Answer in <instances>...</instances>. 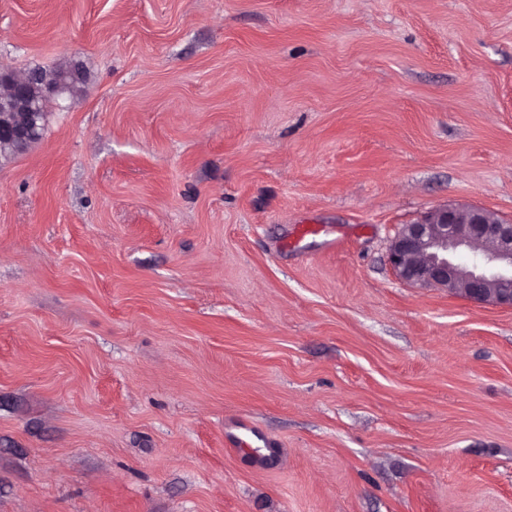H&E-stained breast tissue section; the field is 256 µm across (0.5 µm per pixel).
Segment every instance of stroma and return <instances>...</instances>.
I'll use <instances>...</instances> for the list:
<instances>
[{
  "instance_id": "obj_1",
  "label": "stroma",
  "mask_w": 512,
  "mask_h": 512,
  "mask_svg": "<svg viewBox=\"0 0 512 512\" xmlns=\"http://www.w3.org/2000/svg\"><path fill=\"white\" fill-rule=\"evenodd\" d=\"M72 63L0 157V512H512V308L388 262L512 221V0H0Z\"/></svg>"
}]
</instances>
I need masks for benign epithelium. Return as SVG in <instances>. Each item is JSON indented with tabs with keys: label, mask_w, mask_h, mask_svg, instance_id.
I'll return each mask as SVG.
<instances>
[{
	"label": "benign epithelium",
	"mask_w": 512,
	"mask_h": 512,
	"mask_svg": "<svg viewBox=\"0 0 512 512\" xmlns=\"http://www.w3.org/2000/svg\"><path fill=\"white\" fill-rule=\"evenodd\" d=\"M71 87L0 67V141L24 151L37 135L38 102ZM388 261L402 281L423 288L464 291L473 303L512 306V223L477 206L431 210L404 224L391 240Z\"/></svg>",
	"instance_id": "obj_1"
}]
</instances>
